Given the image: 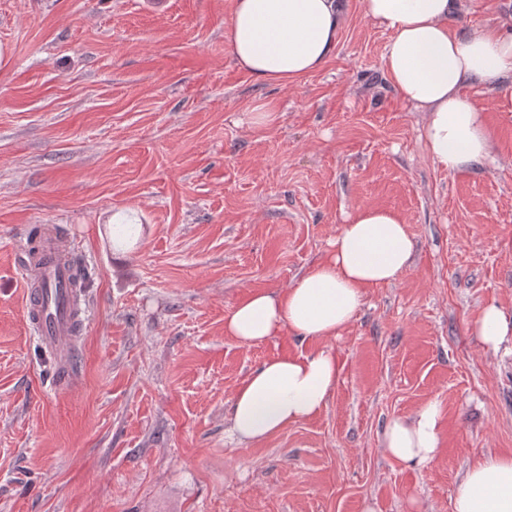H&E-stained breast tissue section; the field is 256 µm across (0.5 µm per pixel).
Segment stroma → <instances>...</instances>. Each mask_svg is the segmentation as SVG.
<instances>
[{
    "mask_svg": "<svg viewBox=\"0 0 512 512\" xmlns=\"http://www.w3.org/2000/svg\"><path fill=\"white\" fill-rule=\"evenodd\" d=\"M232 2L0 0V512H451L471 460L512 452V354L469 330L487 304L512 312V85L478 97L494 163L454 175L364 0L293 85L237 66ZM502 22L512 0H462L452 25ZM364 206L401 215L415 251L341 336L225 335L242 297L290 287ZM43 224L88 271L71 388L24 312L17 254ZM323 346L342 374L321 413L231 441L246 377ZM429 401L441 448L405 467L383 431Z\"/></svg>",
    "mask_w": 512,
    "mask_h": 512,
    "instance_id": "1",
    "label": "stroma"
}]
</instances>
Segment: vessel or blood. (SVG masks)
<instances>
[{
	"label": "vessel or blood",
	"mask_w": 512,
	"mask_h": 512,
	"mask_svg": "<svg viewBox=\"0 0 512 512\" xmlns=\"http://www.w3.org/2000/svg\"><path fill=\"white\" fill-rule=\"evenodd\" d=\"M71 259L64 239L50 233L37 248H23L17 261L26 287V317L66 385L74 380L72 343L76 336Z\"/></svg>",
	"instance_id": "vessel-or-blood-1"
}]
</instances>
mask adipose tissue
<instances>
[{"label": "adipose tissue", "mask_w": 512, "mask_h": 512, "mask_svg": "<svg viewBox=\"0 0 512 512\" xmlns=\"http://www.w3.org/2000/svg\"><path fill=\"white\" fill-rule=\"evenodd\" d=\"M368 17L390 34L385 73L401 99L425 115L422 135L433 163L465 173L491 157V132L473 92L512 82V33L452 26L460 0H365ZM343 0H233L225 37L238 67L256 79L292 84L319 70L336 48ZM413 241L394 211L362 207L342 224L327 255L283 291L257 290L224 318L243 345L287 333L324 341L342 334L363 291L394 282L409 265ZM489 351L512 352V316L489 305L470 327ZM342 368L321 348L265 361L237 390L228 432L260 443L317 415ZM441 407L429 402L389 421L382 446L408 466L431 463L440 448ZM452 512H512V454L479 457L457 481Z\"/></svg>", "instance_id": "1"}]
</instances>
